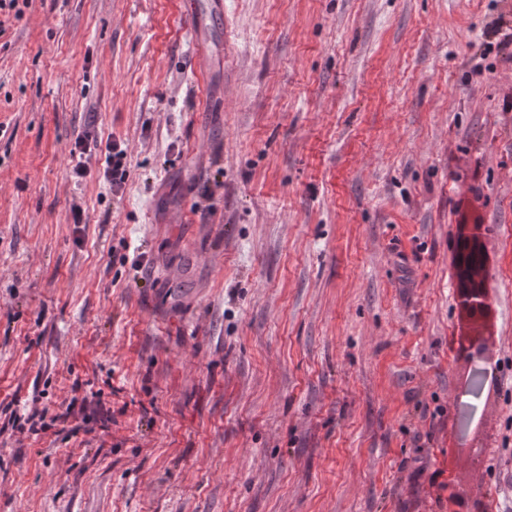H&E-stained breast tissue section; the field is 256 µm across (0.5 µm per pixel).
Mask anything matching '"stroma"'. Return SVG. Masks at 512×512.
I'll return each mask as SVG.
<instances>
[{
	"instance_id": "obj_1",
	"label": "stroma",
	"mask_w": 512,
	"mask_h": 512,
	"mask_svg": "<svg viewBox=\"0 0 512 512\" xmlns=\"http://www.w3.org/2000/svg\"><path fill=\"white\" fill-rule=\"evenodd\" d=\"M186 3L0 16V405L112 410L0 414V512H512V0ZM466 204L507 366L465 429ZM94 142V146H97V140H93L90 134H87L84 138L79 137L75 142L74 149L70 152V162L68 166V174L71 178L79 179L84 178L88 171L83 162V155L86 152L91 151V142ZM105 150V162L107 166L104 170V178L111 181L112 186L120 187L126 174L125 170H122L119 175L120 167H122L123 164L122 161L127 157L126 148L121 142L110 141L106 144ZM97 396L96 392H91V398L85 396L81 403L78 405L77 400H72L65 408L64 411L56 413L53 415L51 421L56 425L59 424H67V423H75L74 426L71 427V430L75 433H78L80 430H83L85 433H92L95 431L94 428H88L87 423L90 420H94L95 424H98V428L102 432H108L112 426V411L110 409L99 411L91 409L94 403L93 399ZM90 409L92 414L96 415L93 419L91 414L87 413V410ZM48 413L46 408L42 410L34 409L24 415V418L14 414L12 421V428L19 433L28 432L30 434L38 435L40 433H47L51 425L44 422L45 416ZM26 426H28L26 428Z\"/></svg>"
}]
</instances>
